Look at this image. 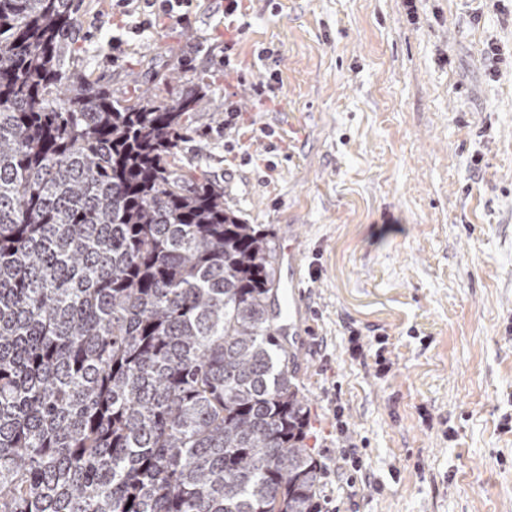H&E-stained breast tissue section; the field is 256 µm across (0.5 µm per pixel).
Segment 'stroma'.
<instances>
[{
  "label": "stroma",
  "mask_w": 512,
  "mask_h": 512,
  "mask_svg": "<svg viewBox=\"0 0 512 512\" xmlns=\"http://www.w3.org/2000/svg\"><path fill=\"white\" fill-rule=\"evenodd\" d=\"M242 6L229 73L224 0L182 21L161 0H80L71 59L119 97L203 79L220 104L234 85L237 129L201 113L180 164L274 229L276 324L335 512H512V0ZM272 69L279 94L255 107ZM348 439L365 485L353 498L332 474Z\"/></svg>",
  "instance_id": "obj_1"
}]
</instances>
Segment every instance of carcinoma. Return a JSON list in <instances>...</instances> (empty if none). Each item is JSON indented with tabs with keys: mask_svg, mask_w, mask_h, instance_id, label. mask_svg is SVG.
Masks as SVG:
<instances>
[{
	"mask_svg": "<svg viewBox=\"0 0 512 512\" xmlns=\"http://www.w3.org/2000/svg\"><path fill=\"white\" fill-rule=\"evenodd\" d=\"M76 0H0V512H318L277 255L177 164L208 84L71 71Z\"/></svg>",
	"mask_w": 512,
	"mask_h": 512,
	"instance_id": "obj_1",
	"label": "carcinoma"
}]
</instances>
